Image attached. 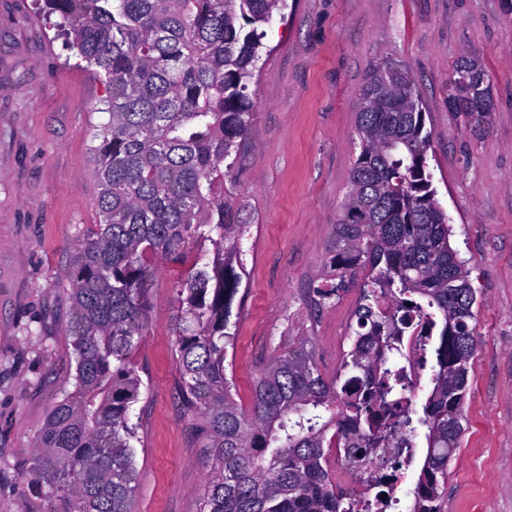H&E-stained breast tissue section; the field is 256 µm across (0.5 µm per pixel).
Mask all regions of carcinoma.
<instances>
[{
    "label": "carcinoma",
    "mask_w": 512,
    "mask_h": 512,
    "mask_svg": "<svg viewBox=\"0 0 512 512\" xmlns=\"http://www.w3.org/2000/svg\"><path fill=\"white\" fill-rule=\"evenodd\" d=\"M44 7L57 35L104 77L108 121L92 146L100 223L73 260L74 389L49 414L29 483L56 494L58 512H132L138 470L131 410L142 381L130 356L151 319L153 259L177 261L190 239L205 238L214 256L177 289L173 353L184 404L202 415L212 456L200 512H351L326 458L339 445L365 451L390 432L391 424L356 399L371 377L373 344L397 342V324L405 322L387 317L381 295L425 310L431 327L442 326L423 417L404 420L428 429L412 512H440L448 463L464 432L477 298L436 200L423 106L409 70L377 67L361 90L362 150L333 245L339 282L316 289L322 303L353 271L368 273L343 377L325 379L302 344L271 360L246 410L224 372L244 225L213 186L252 124L247 89L260 60L258 29L284 0H44ZM490 106L487 97L449 110L485 129L489 113L479 109ZM380 385L382 398L406 388L391 371ZM345 418L358 428L343 429Z\"/></svg>",
    "instance_id": "1"
}]
</instances>
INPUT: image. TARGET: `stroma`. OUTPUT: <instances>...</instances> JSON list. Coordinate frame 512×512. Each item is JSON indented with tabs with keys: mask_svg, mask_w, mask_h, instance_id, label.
Listing matches in <instances>:
<instances>
[{
	"mask_svg": "<svg viewBox=\"0 0 512 512\" xmlns=\"http://www.w3.org/2000/svg\"><path fill=\"white\" fill-rule=\"evenodd\" d=\"M249 85L254 119L217 194L240 212L241 285L224 369L242 407L271 357L308 345L335 378L364 275L325 304L332 246L360 153L358 98L369 69L406 62L423 103L428 169L478 307L466 431L441 512H512V0H287L265 27ZM489 75L490 126L448 109L461 56ZM104 83L55 36L35 0H0V512H55L25 472L53 406L73 388V258L97 224L91 148L108 116ZM211 242L159 258L151 323L130 362L142 380L133 512H198L211 460L180 396L176 288Z\"/></svg>",
	"mask_w": 512,
	"mask_h": 512,
	"instance_id": "35a3bbf8",
	"label": "stroma"
}]
</instances>
